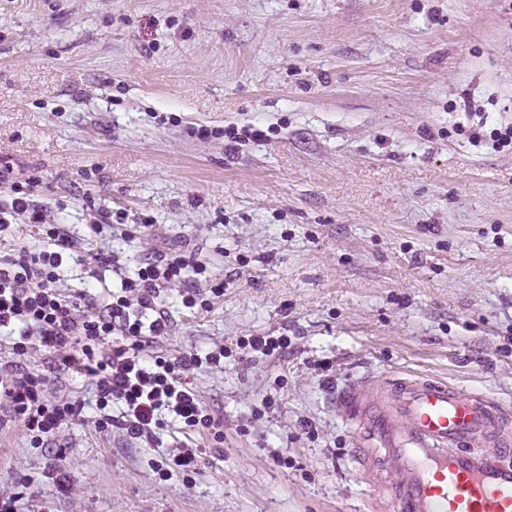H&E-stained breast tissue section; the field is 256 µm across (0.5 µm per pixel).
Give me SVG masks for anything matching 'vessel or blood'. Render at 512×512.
<instances>
[{
	"label": "vessel or blood",
	"instance_id": "b4317fda",
	"mask_svg": "<svg viewBox=\"0 0 512 512\" xmlns=\"http://www.w3.org/2000/svg\"><path fill=\"white\" fill-rule=\"evenodd\" d=\"M336 415L387 462L395 512H512V416L424 376H365Z\"/></svg>",
	"mask_w": 512,
	"mask_h": 512
}]
</instances>
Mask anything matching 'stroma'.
I'll return each mask as SVG.
<instances>
[{
	"label": "stroma",
	"instance_id": "1",
	"mask_svg": "<svg viewBox=\"0 0 512 512\" xmlns=\"http://www.w3.org/2000/svg\"><path fill=\"white\" fill-rule=\"evenodd\" d=\"M249 124L266 140L226 151ZM510 127L512 0H0V169L83 248L205 264L162 292L154 350L225 352L188 377L224 434H193L190 477L152 469L169 435L88 408L55 491L0 398V491L34 478L27 512H377L384 473L333 409L347 380L444 377L512 411V147L491 139ZM100 209L155 224L97 234ZM22 367L91 396L44 356ZM241 347H251L254 351H260L264 355H272L279 349L288 347V339L284 336H252L250 339L243 340Z\"/></svg>",
	"mask_w": 512,
	"mask_h": 512
}]
</instances>
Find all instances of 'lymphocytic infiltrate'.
<instances>
[{
  "label": "lymphocytic infiltrate",
  "instance_id": "obj_1",
  "mask_svg": "<svg viewBox=\"0 0 512 512\" xmlns=\"http://www.w3.org/2000/svg\"><path fill=\"white\" fill-rule=\"evenodd\" d=\"M0 182L11 192L9 201L0 203V233L24 222L40 226L45 239L39 250L23 247L0 258V335L7 337L18 365L0 381V395L30 446L44 447L84 410L78 401L50 398L46 377L21 369V361L36 350L65 366L81 363L94 385L101 430L118 428L129 438L153 443L168 415L189 430L214 429L186 375L205 365L220 366L223 349L174 359L147 352L170 329L169 312L159 302L162 291L203 274V267L186 251L167 248L122 278L104 311H97L90 292L72 293L59 285L58 270L64 258H77V241L50 223L29 183L2 171Z\"/></svg>",
  "mask_w": 512,
  "mask_h": 512
}]
</instances>
